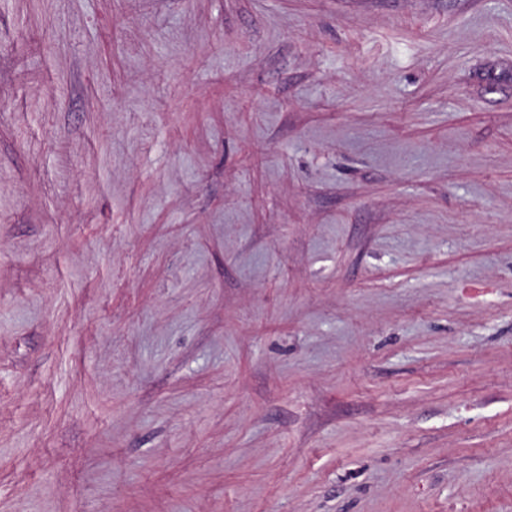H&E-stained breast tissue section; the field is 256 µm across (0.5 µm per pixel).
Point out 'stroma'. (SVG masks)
I'll use <instances>...</instances> for the list:
<instances>
[{"instance_id":"35a3bbf8","label":"stroma","mask_w":512,"mask_h":512,"mask_svg":"<svg viewBox=\"0 0 512 512\" xmlns=\"http://www.w3.org/2000/svg\"><path fill=\"white\" fill-rule=\"evenodd\" d=\"M0 512H512V0H0Z\"/></svg>"}]
</instances>
